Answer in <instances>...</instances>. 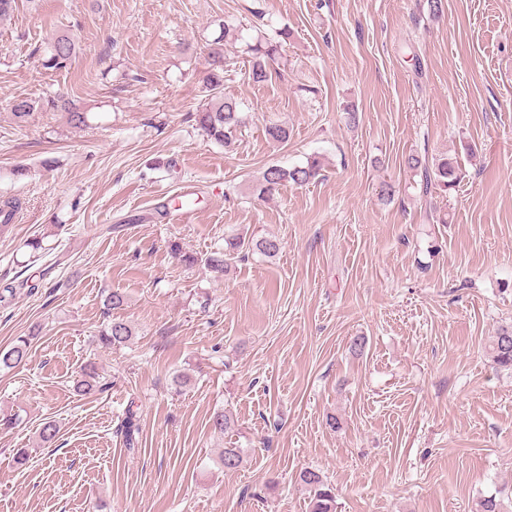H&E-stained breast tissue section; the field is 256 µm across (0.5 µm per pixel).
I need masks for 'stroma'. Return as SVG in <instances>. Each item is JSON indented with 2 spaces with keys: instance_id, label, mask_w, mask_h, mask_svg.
Instances as JSON below:
<instances>
[{
  "instance_id": "1",
  "label": "stroma",
  "mask_w": 512,
  "mask_h": 512,
  "mask_svg": "<svg viewBox=\"0 0 512 512\" xmlns=\"http://www.w3.org/2000/svg\"><path fill=\"white\" fill-rule=\"evenodd\" d=\"M224 24L243 117L227 146L196 122ZM283 26L274 74L253 83L246 41ZM62 34L80 51L45 70ZM58 93L85 126L11 111ZM412 154L457 159L459 186L425 201ZM311 156L319 179L258 198L267 165ZM4 200L19 220L0 229V289L38 291L0 302V348L34 339L0 371V415L19 417L0 429V512H308L305 467L337 512H475L491 494L512 512V373L488 352L512 321V0L436 16L426 0H18L0 20ZM239 233L281 252L215 273L169 249L203 256ZM113 291L127 302L107 317ZM111 317L134 327L126 347L97 345ZM89 361L105 388L81 395ZM218 411L232 431H213ZM231 445L245 461L228 472ZM33 337L19 336L9 347L0 349V370H10L25 362L30 354ZM298 479L308 492L309 512H336L335 489L320 469L306 467L299 472Z\"/></svg>"
}]
</instances>
